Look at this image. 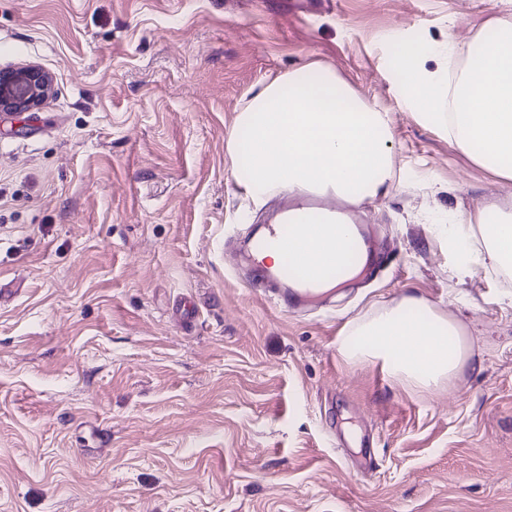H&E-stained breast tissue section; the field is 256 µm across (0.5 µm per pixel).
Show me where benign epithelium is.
<instances>
[{
    "label": "benign epithelium",
    "instance_id": "7a95c632",
    "mask_svg": "<svg viewBox=\"0 0 512 512\" xmlns=\"http://www.w3.org/2000/svg\"><path fill=\"white\" fill-rule=\"evenodd\" d=\"M51 92V77L37 65L25 64L0 70V112H32Z\"/></svg>",
    "mask_w": 512,
    "mask_h": 512
}]
</instances>
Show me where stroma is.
<instances>
[{"label":"stroma","mask_w":512,"mask_h":512,"mask_svg":"<svg viewBox=\"0 0 512 512\" xmlns=\"http://www.w3.org/2000/svg\"><path fill=\"white\" fill-rule=\"evenodd\" d=\"M512 0H0V512H512V284L426 214L512 195L396 103L383 36L469 42ZM317 60L385 103L399 181L360 207L372 273L308 310L256 296L227 139L260 82ZM420 297L473 365L418 391L338 353ZM51 92V77L37 65L25 64L0 70V112H32Z\"/></svg>","instance_id":"35a3bbf8"}]
</instances>
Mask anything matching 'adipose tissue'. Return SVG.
Masks as SVG:
<instances>
[{
	"instance_id": "1",
	"label": "adipose tissue",
	"mask_w": 512,
	"mask_h": 512,
	"mask_svg": "<svg viewBox=\"0 0 512 512\" xmlns=\"http://www.w3.org/2000/svg\"><path fill=\"white\" fill-rule=\"evenodd\" d=\"M485 34L461 45L427 41L404 30L385 40L397 97L448 144L512 180V21L488 19ZM436 67H429V60ZM231 175L254 203L275 190L316 194L348 206L375 203L394 188L395 159L386 108L368 100L323 63L311 61L252 89L228 139ZM335 225L327 248L342 253L357 229L336 210L309 216L292 207L278 223ZM448 248L469 268L473 234L492 265L512 266V206L489 203L467 214L438 212ZM348 363L382 362L390 375L422 389L457 380L473 353L462 326L415 296L351 321L338 340Z\"/></svg>"
}]
</instances>
